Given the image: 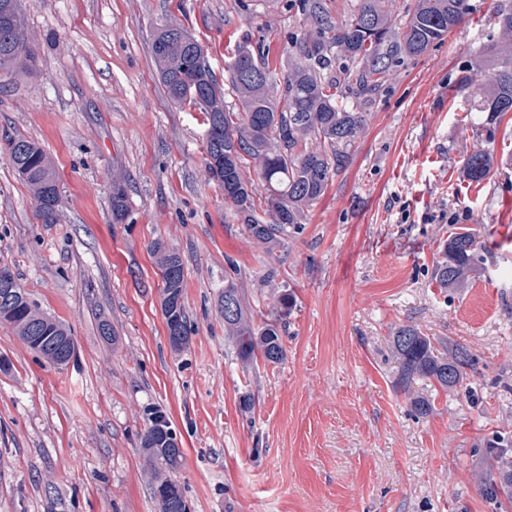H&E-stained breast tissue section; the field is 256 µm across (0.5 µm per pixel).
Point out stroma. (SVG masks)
Instances as JSON below:
<instances>
[{
  "mask_svg": "<svg viewBox=\"0 0 512 512\" xmlns=\"http://www.w3.org/2000/svg\"><path fill=\"white\" fill-rule=\"evenodd\" d=\"M469 2L464 24L364 106L346 166L303 231L270 252L225 203L203 116L169 102L151 38L184 27L222 84L249 43L279 85L307 30L301 0H21L36 57L0 86V264L71 327L76 356L48 363L0 323V512H159L139 449L149 407L177 434L191 512H492L479 491L489 463L473 447L512 434V112L481 125L458 82L498 39L502 0ZM17 134L55 164L58 223L37 219L6 158ZM477 141L495 168L476 185L460 159ZM459 226L488 254L448 292L433 271ZM158 239L184 262L192 333L180 352L161 309ZM231 260L254 309L274 306L267 274L293 292L279 364L248 371L234 353L218 311ZM103 319L117 342L100 336ZM402 325L478 359L458 392L413 381L435 400L419 419L395 386L389 342Z\"/></svg>",
  "mask_w": 512,
  "mask_h": 512,
  "instance_id": "stroma-1",
  "label": "stroma"
}]
</instances>
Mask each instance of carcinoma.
I'll return each mask as SVG.
<instances>
[{"label": "carcinoma", "instance_id": "1", "mask_svg": "<svg viewBox=\"0 0 512 512\" xmlns=\"http://www.w3.org/2000/svg\"><path fill=\"white\" fill-rule=\"evenodd\" d=\"M395 0H357L353 17L333 23L322 0H305L308 30L288 51V75L283 86L271 83L269 65L247 46L238 47L228 65L229 83L241 111L229 112L224 92L197 40L181 26L164 24L153 35L152 58L169 100L189 105L205 115L206 165L212 178L232 190L229 204L252 238L270 248L281 244L288 232L303 230L306 211L320 199L333 176L346 165L348 156L339 151L362 127L364 116L344 106L372 101L395 69L405 59L420 56L443 41L465 21L468 0H415L405 20L396 23ZM499 38L496 47L477 67L490 70L486 81L461 77L463 88L472 89L478 112L488 113L497 124L512 112V5L497 12ZM35 61L20 15L19 0H0V80ZM5 153L18 177L28 186L35 213L43 224L58 221L60 185L54 164L45 150L24 136L7 140ZM494 167L489 150L476 142L463 155L462 170L474 183L485 180ZM254 169L263 183V214L255 205V187L247 176ZM128 212L122 188L112 194L113 220L122 222ZM164 288L171 293L174 321L182 337L175 350L186 348L190 325L184 303V264L176 250L160 240L151 245ZM486 244L473 228L452 232L437 261L434 279L448 290L463 288L476 273ZM231 274L224 278L218 309L234 304L232 316L224 317V330L235 340L243 367L258 362L280 363L285 358L282 315H274L255 326L245 297L237 284L238 268L230 261ZM0 322L44 360L66 365L76 351L71 328L46 315L29 299L0 292ZM390 347L401 373L396 386L407 394L415 416L433 413V401L412 392L416 377L434 381L454 391L476 372L477 358L461 343L438 347L414 326H401L391 336ZM155 409L139 437L146 462L156 474L152 494L159 512H183L184 489L176 472L182 452L173 453L176 437L170 424L154 428ZM474 452L500 464L499 475L481 478L482 496L493 505L512 504V435L497 433L474 448Z\"/></svg>", "mask_w": 512, "mask_h": 512}]
</instances>
